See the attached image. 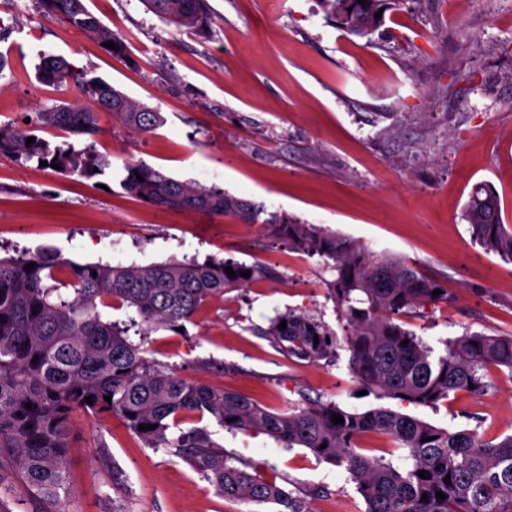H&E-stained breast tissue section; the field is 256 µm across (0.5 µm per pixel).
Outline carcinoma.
I'll return each instance as SVG.
<instances>
[{"label":"carcinoma","instance_id":"1","mask_svg":"<svg viewBox=\"0 0 512 512\" xmlns=\"http://www.w3.org/2000/svg\"><path fill=\"white\" fill-rule=\"evenodd\" d=\"M38 2L48 16L101 44L114 42L109 53L126 56L124 38L104 25L85 0ZM145 2L180 28L203 32L211 24L205 0ZM320 2L343 30L366 39L383 21L375 14L389 4L365 0L346 13L343 0ZM38 76L57 86L77 83L92 107H44L35 113L31 130L0 124V155L18 163L45 161L60 166L57 174L63 177L94 178L111 168L108 156L91 144L81 149L69 142L53 145L33 132L49 128L82 140L94 137L101 132L102 112L143 135L164 123L158 110L133 101L99 77L74 72L62 57L43 56ZM31 136L35 141L29 144ZM120 186L152 206L257 220L250 204L224 189L177 180L143 160L125 162ZM464 219L485 252L512 263V225L502 222L500 203L491 190L473 192ZM271 224L295 249L325 258L336 271L329 298L346 321L351 369L367 394L433 406L452 393L485 388L483 371L491 366L512 370V335L467 333L446 342L445 352L435 355L395 322L399 315L447 296L445 291L433 294L439 285L414 268L315 224L276 216ZM29 263L34 269L24 270ZM227 266L235 276L225 273ZM247 270L249 277L240 276ZM268 275L259 265L217 258L122 265L80 264L49 251L0 257V469L16 465L32 495L57 498L68 482L71 418L82 411L118 417L146 445L176 449L227 501L310 512L286 487L264 479L256 465L224 452L207 427L182 428L189 417L199 422L208 418L230 431L265 434L287 448H306L318 459L345 468L365 512H512V435L485 441L471 430L450 432L390 407L354 412L317 402L271 412L232 390L181 377L148 360L141 345L129 340V328L135 326L142 335L159 329L176 333L207 301L224 295L225 288ZM123 305L134 311L123 327L100 311ZM283 320L286 328L281 329ZM261 333L288 355L312 362L328 357L337 344L320 322L294 310L271 319ZM335 415L343 423H333ZM141 425L155 429L141 430ZM368 432L393 437L407 464L397 468L358 452L357 439ZM422 471L427 478L418 476ZM438 492L446 498H437Z\"/></svg>","mask_w":512,"mask_h":512}]
</instances>
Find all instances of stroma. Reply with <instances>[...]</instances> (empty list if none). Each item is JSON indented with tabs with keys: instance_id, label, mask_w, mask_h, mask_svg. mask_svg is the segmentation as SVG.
I'll list each match as a JSON object with an SVG mask.
<instances>
[{
	"instance_id": "35a3bbf8",
	"label": "stroma",
	"mask_w": 512,
	"mask_h": 512,
	"mask_svg": "<svg viewBox=\"0 0 512 512\" xmlns=\"http://www.w3.org/2000/svg\"><path fill=\"white\" fill-rule=\"evenodd\" d=\"M125 36L120 59L37 0H0V123L24 126L40 107L82 101L38 80L41 54L110 82L162 112L153 133L99 116L95 150L113 168L142 160L182 181L218 186L249 202L257 222L145 204L109 176L65 178L0 156V255L40 250L75 262L146 265L209 257L259 264L276 278L225 289L177 335H147L148 359L179 375L254 398L271 411L309 399L377 407L350 371V352L316 362L288 356L261 328L290 309L336 336L344 322L327 297L336 276L294 250L271 216L316 224L370 252L412 265L446 288L399 323L435 352L466 333L512 334V263L474 242L463 218L475 186L491 189L512 225V0H393L370 40L326 19L318 0H208L207 34L177 28L144 0H86ZM489 385L393 409L491 440L512 434V372ZM226 452L287 479L310 512H364L350 474L308 449L209 423ZM68 484L33 497L14 471L10 512H277L232 503L170 448H151L116 417L75 413Z\"/></svg>"
}]
</instances>
